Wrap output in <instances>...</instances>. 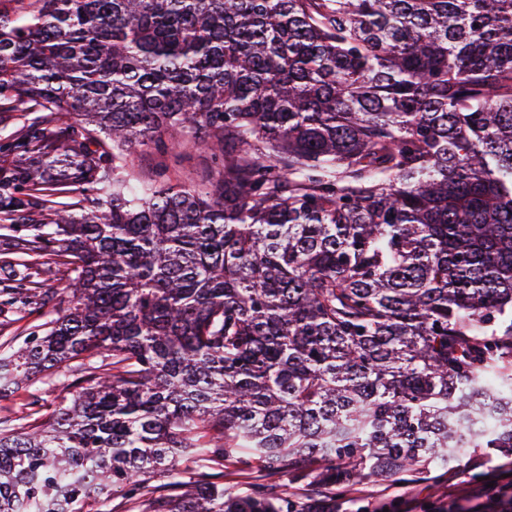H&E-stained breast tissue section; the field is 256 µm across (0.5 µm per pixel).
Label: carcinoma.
Wrapping results in <instances>:
<instances>
[{"instance_id": "cac0c4a2", "label": "carcinoma", "mask_w": 512, "mask_h": 512, "mask_svg": "<svg viewBox=\"0 0 512 512\" xmlns=\"http://www.w3.org/2000/svg\"><path fill=\"white\" fill-rule=\"evenodd\" d=\"M18 2L0 123L65 122L0 144V311L53 308L0 398L79 377L0 437V512H305L204 462L329 509L512 455V0ZM261 486L268 492L288 493L291 485L285 476L269 474L261 470L255 463L249 466L235 460L224 461V491L227 494H240L250 486Z\"/></svg>"}]
</instances>
